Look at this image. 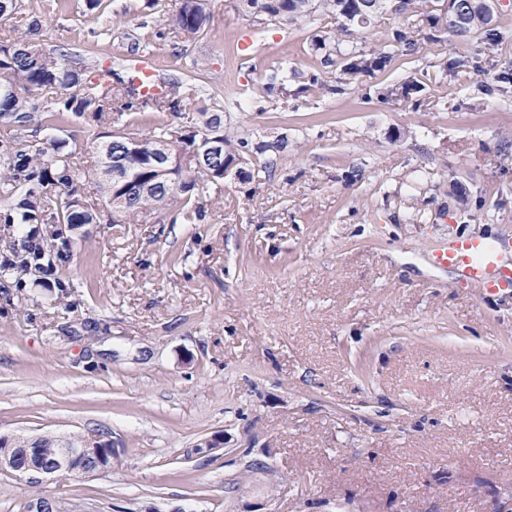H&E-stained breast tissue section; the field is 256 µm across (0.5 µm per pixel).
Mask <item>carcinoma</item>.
Here are the masks:
<instances>
[{"label": "carcinoma", "mask_w": 512, "mask_h": 512, "mask_svg": "<svg viewBox=\"0 0 512 512\" xmlns=\"http://www.w3.org/2000/svg\"><path fill=\"white\" fill-rule=\"evenodd\" d=\"M448 0H242L236 4L264 28L273 24L299 21L309 31L310 51L322 69L288 72L282 65L265 70L263 97L273 100L288 94V81L298 83L300 95L313 87L329 94H340L361 77L374 78L385 72L394 58L402 53L414 54L427 42L447 50L448 35L462 41L481 32L491 43L498 39L495 11L491 0H458L453 9L444 7ZM400 18L388 26L383 44L363 46L364 30L375 26L386 8ZM15 20L12 30L0 36V200L10 202L0 215L5 224H95L99 206L116 208L126 219L144 210L163 209L169 202L182 198L191 202L213 191L224 190L230 176L250 180L247 171L250 141L224 134L222 117L200 112L196 119L187 112V101L213 98L207 78L201 75H169L162 78L165 92L142 95L134 87L132 63L90 69L81 55L48 50L42 43L43 21L27 12L22 0H0V21ZM207 0H179L174 14V29L189 41L202 33L209 23ZM336 20V31L326 30V22ZM334 74L326 80L324 75ZM376 98L387 104H412L418 109L432 106L422 78L410 76L405 81L383 85ZM152 108L186 119L172 126L161 124L153 135L144 136L132 126L121 132L97 134V160L92 166L74 161L77 145L59 140L51 147H41L18 139L16 128L90 121L103 127L130 112ZM201 123L205 130L224 136V160L215 164L196 160ZM166 142L172 152L193 163L199 177L187 169H176L178 185L172 186L159 177L153 167V146ZM127 164V178L138 189L122 193L120 183L112 180V158ZM229 173H224V167ZM84 435L60 438L40 436L44 454L60 452L80 444Z\"/></svg>", "instance_id": "1"}]
</instances>
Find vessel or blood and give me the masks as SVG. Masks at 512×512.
<instances>
[{
  "label": "vessel or blood",
  "instance_id": "b4317fda",
  "mask_svg": "<svg viewBox=\"0 0 512 512\" xmlns=\"http://www.w3.org/2000/svg\"><path fill=\"white\" fill-rule=\"evenodd\" d=\"M433 265L452 269L460 282L494 295L512 287V241L455 236L430 253Z\"/></svg>",
  "mask_w": 512,
  "mask_h": 512
}]
</instances>
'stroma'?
I'll return each instance as SVG.
<instances>
[{
	"label": "stroma",
	"mask_w": 512,
	"mask_h": 512,
	"mask_svg": "<svg viewBox=\"0 0 512 512\" xmlns=\"http://www.w3.org/2000/svg\"><path fill=\"white\" fill-rule=\"evenodd\" d=\"M47 48L110 66L132 45L161 73L196 67L224 130L253 143V178L113 223L64 231L53 275L0 276V436L94 434L110 468L36 484L0 474V512L40 496L60 512H512V294L483 297L429 253L443 238L512 235V0L502 39L449 41L473 62L441 74L434 45L341 95L225 109L265 69L314 67L300 23L267 26L209 0L172 51L175 0H23ZM109 26L106 40L94 30ZM425 74L439 104L376 87ZM97 128L75 138L92 163ZM220 436L219 449L202 443Z\"/></svg>",
	"instance_id": "obj_1"
}]
</instances>
